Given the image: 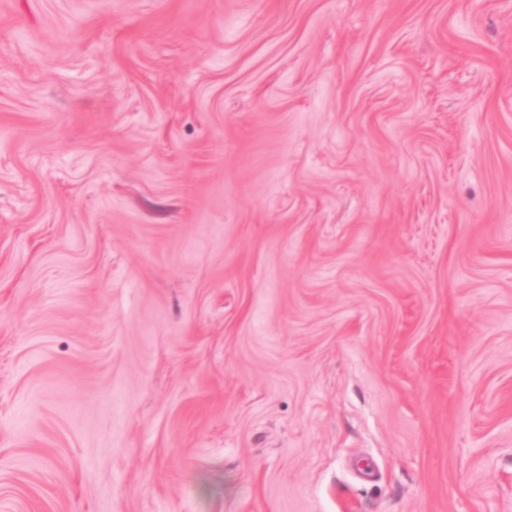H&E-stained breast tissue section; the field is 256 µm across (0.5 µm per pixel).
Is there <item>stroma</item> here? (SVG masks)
I'll list each match as a JSON object with an SVG mask.
<instances>
[{"label": "stroma", "mask_w": 512, "mask_h": 512, "mask_svg": "<svg viewBox=\"0 0 512 512\" xmlns=\"http://www.w3.org/2000/svg\"><path fill=\"white\" fill-rule=\"evenodd\" d=\"M0 512H512V0H0Z\"/></svg>", "instance_id": "35a3bbf8"}]
</instances>
